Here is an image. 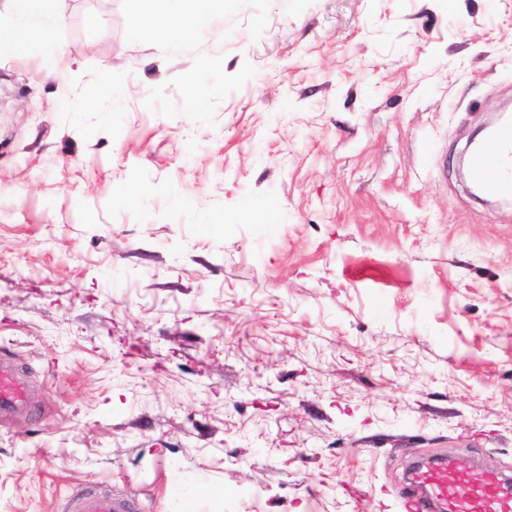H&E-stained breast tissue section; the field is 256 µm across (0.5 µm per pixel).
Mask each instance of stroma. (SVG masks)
Returning <instances> with one entry per match:
<instances>
[{
  "mask_svg": "<svg viewBox=\"0 0 512 512\" xmlns=\"http://www.w3.org/2000/svg\"><path fill=\"white\" fill-rule=\"evenodd\" d=\"M33 6L67 63L0 45V352L31 383L0 512H401L416 459L512 476V197L461 172L512 110V0H210L223 42L175 47L130 0ZM135 502L113 498L97 490L73 494L67 512H137Z\"/></svg>",
  "mask_w": 512,
  "mask_h": 512,
  "instance_id": "35a3bbf8",
  "label": "stroma"
}]
</instances>
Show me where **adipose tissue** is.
<instances>
[{"label":"adipose tissue","instance_id":"adipose-tissue-1","mask_svg":"<svg viewBox=\"0 0 512 512\" xmlns=\"http://www.w3.org/2000/svg\"><path fill=\"white\" fill-rule=\"evenodd\" d=\"M143 0H133L132 11L145 41L177 44L208 21L196 0H150L149 12H142ZM15 27L22 31L36 49L55 59H63L64 48L56 34L61 26L57 14L34 11L28 0H15Z\"/></svg>","mask_w":512,"mask_h":512}]
</instances>
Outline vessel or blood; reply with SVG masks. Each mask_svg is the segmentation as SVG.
Here are the masks:
<instances>
[{
	"mask_svg": "<svg viewBox=\"0 0 512 512\" xmlns=\"http://www.w3.org/2000/svg\"><path fill=\"white\" fill-rule=\"evenodd\" d=\"M472 180L512 195V126L500 128L469 156ZM30 381L18 364L0 354V418L28 413ZM405 512H512V479L476 469L462 475L448 461L413 468L402 494ZM133 501L86 490L71 496L67 512H135Z\"/></svg>",
	"mask_w": 512,
	"mask_h": 512,
	"instance_id": "vessel-or-blood-1",
	"label": "vessel or blood"
}]
</instances>
